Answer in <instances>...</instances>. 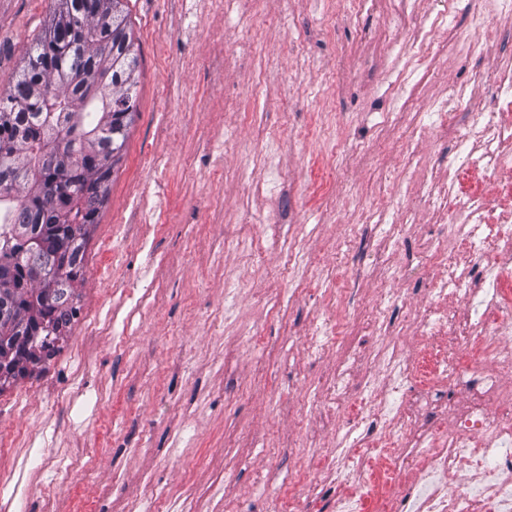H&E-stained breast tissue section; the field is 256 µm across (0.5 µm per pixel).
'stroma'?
Instances as JSON below:
<instances>
[{
	"label": "stroma",
	"instance_id": "obj_1",
	"mask_svg": "<svg viewBox=\"0 0 512 512\" xmlns=\"http://www.w3.org/2000/svg\"><path fill=\"white\" fill-rule=\"evenodd\" d=\"M55 6L0 0L1 93ZM125 7L140 55L137 115L91 230L82 305L90 313L111 308L122 279L147 265L151 292L124 327L101 328L83 381L89 400L45 393L59 369L53 363L5 386L0 407L26 390L32 436L70 454L85 474L55 488L72 512H137L145 499L151 512H168L171 494L192 512H307L308 459L351 418L359 396L333 406L322 396L308 400L336 355L310 359L299 338L326 307L314 281L333 265L346 225L361 223L362 212L391 193L382 173L397 166L401 133L374 117L407 97L426 109L433 90L461 83L468 93L455 104L458 120L485 111L488 88L470 86L471 70L491 74L512 61V40L497 36L487 0H456L466 36L449 37L447 62L425 72L413 70L404 48L428 14L427 0H415L400 22L389 0H373L354 19L343 0H264L253 40L240 0L219 9L210 0H126ZM478 12L481 29L471 24ZM470 37L483 44L480 60L468 53ZM267 152L282 156L291 185L274 206L252 196L256 159ZM158 182L168 191V215L146 254L131 200ZM402 205L416 222L393 258L409 276L408 305L396 312L398 342L414 354L422 340L408 308L428 301L438 268L417 250L432 227L427 203L412 194ZM274 222L295 226L314 253L299 276L304 292L285 307L275 303L289 288L273 278L279 251L268 249L256 271L241 248L224 245L240 227L261 237ZM116 253L122 265H114ZM228 275L248 281L240 320L229 326L216 318ZM253 332L251 346L243 337Z\"/></svg>",
	"mask_w": 512,
	"mask_h": 512
}]
</instances>
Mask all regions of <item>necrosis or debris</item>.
<instances>
[{
	"label": "necrosis or debris",
	"mask_w": 512,
	"mask_h": 512,
	"mask_svg": "<svg viewBox=\"0 0 512 512\" xmlns=\"http://www.w3.org/2000/svg\"><path fill=\"white\" fill-rule=\"evenodd\" d=\"M493 107L470 114L452 126L447 93L433 95L430 106L406 129L400 154V192L425 189L437 227L419 242L428 257L466 256L463 273L448 269L430 284V301L416 314L424 339L421 356L409 359L397 346L390 317L404 304L403 275L389 263L398 251L399 213L393 207L369 215V247L364 256L381 271L383 289L368 324L378 343L371 355L339 335L335 318L317 317L303 337L310 355L336 348V367L326 384L328 400L358 388L370 417L350 420L331 444L346 445L360 429H379L391 451L356 468L336 469L330 479L334 512H366L368 498L384 494L389 512H512V396L500 375L512 370V66L503 65L491 85ZM453 129L456 157L448 180L433 172L413 175L421 161L415 141L426 129ZM499 186L490 194L487 186ZM451 231H444V223ZM466 302L450 308L449 299ZM447 390H438L441 377ZM448 422L434 428V418ZM407 468L408 485L395 484ZM25 475H0V495L22 508L31 495L28 473L54 470L69 477V467L52 466L44 449L29 448Z\"/></svg>",
	"instance_id": "1"
}]
</instances>
